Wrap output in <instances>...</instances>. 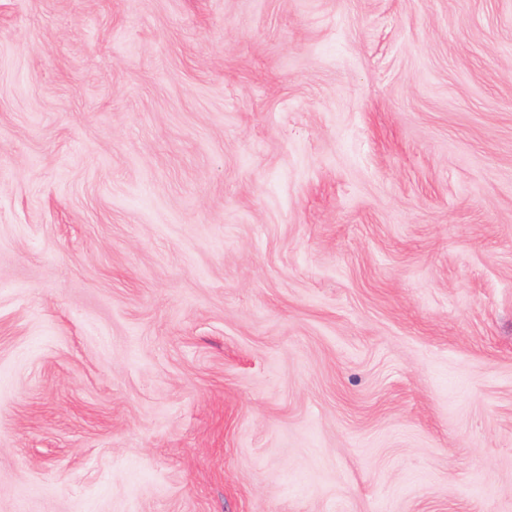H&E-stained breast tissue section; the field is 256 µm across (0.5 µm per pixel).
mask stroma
Instances as JSON below:
<instances>
[{"instance_id":"obj_1","label":"stroma","mask_w":512,"mask_h":512,"mask_svg":"<svg viewBox=\"0 0 512 512\" xmlns=\"http://www.w3.org/2000/svg\"><path fill=\"white\" fill-rule=\"evenodd\" d=\"M0 512H512V0H0Z\"/></svg>"}]
</instances>
